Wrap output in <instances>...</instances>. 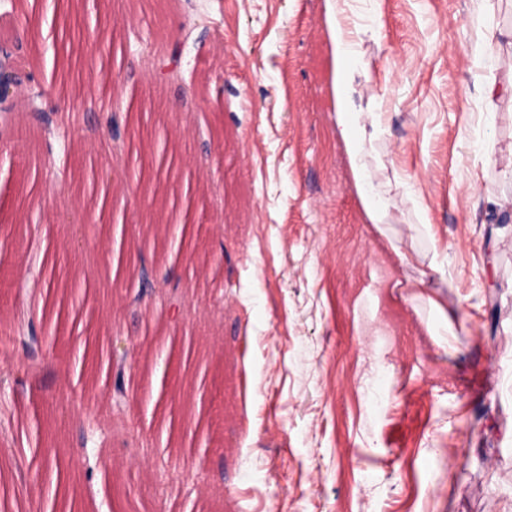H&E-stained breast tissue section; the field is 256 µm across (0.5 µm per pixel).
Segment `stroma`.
I'll use <instances>...</instances> for the list:
<instances>
[{"mask_svg": "<svg viewBox=\"0 0 512 512\" xmlns=\"http://www.w3.org/2000/svg\"><path fill=\"white\" fill-rule=\"evenodd\" d=\"M35 3L29 68L118 101L130 152L99 177L82 114L97 222L0 155V276L48 289L61 323L50 373L6 399L63 467L70 393L105 406L117 328L150 447L63 486L39 456L13 482L0 449L14 512H512V0H347L362 106L387 115L366 145L383 237L336 129L325 0ZM175 38L185 80L153 83L148 55ZM138 247L183 289L182 329L151 300L130 315ZM435 252L445 278L411 288ZM160 371L179 403L156 396Z\"/></svg>", "mask_w": 512, "mask_h": 512, "instance_id": "35a3bbf8", "label": "stroma"}]
</instances>
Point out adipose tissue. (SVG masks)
Wrapping results in <instances>:
<instances>
[{
	"instance_id": "adipose-tissue-1",
	"label": "adipose tissue",
	"mask_w": 512,
	"mask_h": 512,
	"mask_svg": "<svg viewBox=\"0 0 512 512\" xmlns=\"http://www.w3.org/2000/svg\"><path fill=\"white\" fill-rule=\"evenodd\" d=\"M345 0H326L325 24L334 63L333 91L336 99V128L344 142L355 188L365 214L375 230H382L389 213V199L379 196L371 172L364 160L367 141L384 125L380 112L364 111L361 92L355 84L359 56L355 33L347 24Z\"/></svg>"
}]
</instances>
